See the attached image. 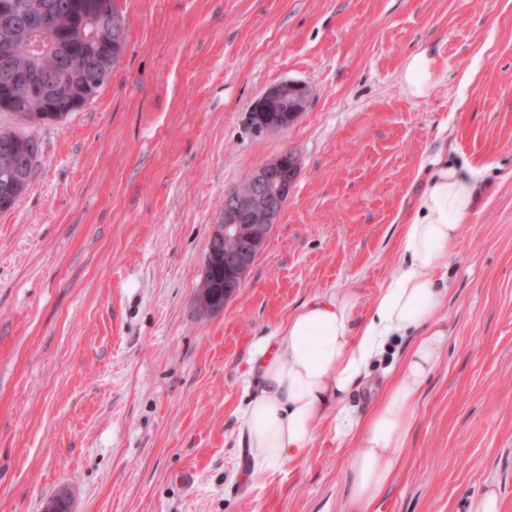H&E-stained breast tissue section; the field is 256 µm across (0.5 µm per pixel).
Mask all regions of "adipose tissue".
Here are the masks:
<instances>
[{"instance_id":"ef3b65f1","label":"adipose tissue","mask_w":512,"mask_h":512,"mask_svg":"<svg viewBox=\"0 0 512 512\" xmlns=\"http://www.w3.org/2000/svg\"><path fill=\"white\" fill-rule=\"evenodd\" d=\"M476 174L467 161L436 162L402 227V259L362 323L354 321L352 298L325 294L289 316L272 345H258L259 389L243 417L252 481L302 459L329 414L338 437L364 436L350 465L355 512H367L392 479L406 451L409 410L441 359L445 336L435 323L447 295L436 279L447 272L461 227L474 211ZM412 333L416 343L371 414L363 419L351 413L347 394L390 343Z\"/></svg>"}]
</instances>
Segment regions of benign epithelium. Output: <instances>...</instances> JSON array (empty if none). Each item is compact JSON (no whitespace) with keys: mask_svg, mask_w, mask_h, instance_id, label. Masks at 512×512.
<instances>
[{"mask_svg":"<svg viewBox=\"0 0 512 512\" xmlns=\"http://www.w3.org/2000/svg\"><path fill=\"white\" fill-rule=\"evenodd\" d=\"M34 18L44 29L56 21L58 6L36 0L23 8L12 0L0 3L4 40L14 34L17 11ZM70 17L85 22L101 20L112 24V12L104 11L100 0H73ZM310 88L297 81L284 80L267 87L253 102L249 119L254 131L275 133L293 126L310 103ZM299 158L284 152L254 171L237 189L227 195L224 223L215 225L209 239L203 273L213 264L224 267V280L218 284L224 299L233 297L262 251L267 229L274 226L296 183Z\"/></svg>","mask_w":512,"mask_h":512,"instance_id":"7a95c632","label":"benign epithelium"}]
</instances>
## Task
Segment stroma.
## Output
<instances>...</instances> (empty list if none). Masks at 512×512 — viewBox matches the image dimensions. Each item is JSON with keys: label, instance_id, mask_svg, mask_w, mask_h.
Returning <instances> with one entry per match:
<instances>
[{"label": "stroma", "instance_id": "stroma-1", "mask_svg": "<svg viewBox=\"0 0 512 512\" xmlns=\"http://www.w3.org/2000/svg\"><path fill=\"white\" fill-rule=\"evenodd\" d=\"M123 54L80 111L36 128L42 157L0 213V512H344L361 435L324 420L306 456L253 483L243 413L256 344L309 299L363 321L401 259L437 155L479 165L443 282L441 361L369 512H512V0H116ZM433 80L414 94L408 60ZM306 112L258 135L269 85ZM301 169L223 310L196 294L224 196L284 151ZM414 342L345 400L367 417ZM431 58L425 53L415 54L406 65L405 81L413 92L423 95L430 86ZM310 88L302 82L284 80L267 87L253 102L249 119L259 134L288 130L306 112Z\"/></svg>", "mask_w": 512, "mask_h": 512}]
</instances>
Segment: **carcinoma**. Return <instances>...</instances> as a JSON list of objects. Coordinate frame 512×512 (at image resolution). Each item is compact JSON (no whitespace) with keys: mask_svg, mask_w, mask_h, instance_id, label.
<instances>
[{"mask_svg":"<svg viewBox=\"0 0 512 512\" xmlns=\"http://www.w3.org/2000/svg\"><path fill=\"white\" fill-rule=\"evenodd\" d=\"M73 36L78 40L75 52L37 57L31 51L37 38L26 28L16 30L5 50L12 59L17 91L10 102L0 105V112L13 114L29 128L59 123L101 90L107 83L103 76L112 74L122 55L126 27L102 35L98 24L91 22ZM44 72L52 73L56 90V98L48 102L28 89L40 84ZM48 105L54 111H45ZM41 155V143L35 135L0 129V212L13 208L29 189Z\"/></svg>","mask_w":512,"mask_h":512,"instance_id":"obj_1","label":"carcinoma"}]
</instances>
